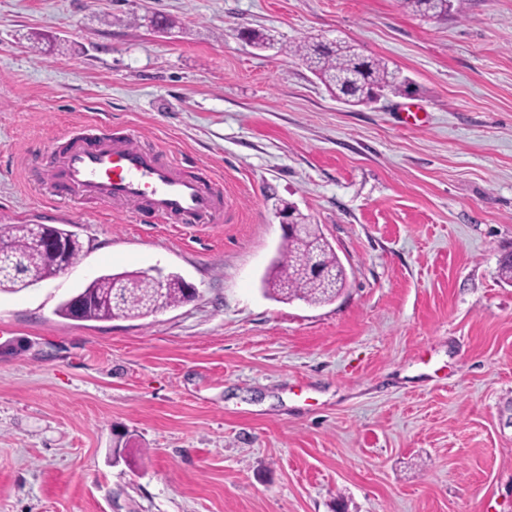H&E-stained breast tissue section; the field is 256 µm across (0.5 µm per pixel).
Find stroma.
Wrapping results in <instances>:
<instances>
[{"instance_id": "1", "label": "stroma", "mask_w": 512, "mask_h": 512, "mask_svg": "<svg viewBox=\"0 0 512 512\" xmlns=\"http://www.w3.org/2000/svg\"><path fill=\"white\" fill-rule=\"evenodd\" d=\"M310 35L409 92L338 102L284 50ZM84 125L211 173L223 223L51 199ZM284 201L346 269L332 301L262 289ZM39 223L84 254L0 292V512H512V0H0V225ZM152 266L194 298L58 315ZM402 6L410 13L423 19L441 20L454 8L463 13L465 0H400Z\"/></svg>"}]
</instances>
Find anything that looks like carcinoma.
<instances>
[{
  "label": "carcinoma",
  "mask_w": 512,
  "mask_h": 512,
  "mask_svg": "<svg viewBox=\"0 0 512 512\" xmlns=\"http://www.w3.org/2000/svg\"><path fill=\"white\" fill-rule=\"evenodd\" d=\"M400 2L408 12L428 20H441L453 9L462 13L465 4V0ZM288 51L304 61L336 98L352 106L371 100L377 90L407 89L400 72L385 60L366 57L340 39L308 36ZM53 233L65 234L67 230L46 224L0 225V237L6 239L0 251V291L19 292L27 279L39 283L58 275L59 269L49 257L48 238ZM263 283L266 294L272 297L320 304L330 301L334 289L345 287V269L329 241L311 224L305 235L283 239L279 257L269 267ZM81 295L82 304L77 306L68 299L59 305L57 313L80 321L139 318L189 298L180 275L148 278L138 271L100 275L82 289Z\"/></svg>",
  "instance_id": "carcinoma-1"
}]
</instances>
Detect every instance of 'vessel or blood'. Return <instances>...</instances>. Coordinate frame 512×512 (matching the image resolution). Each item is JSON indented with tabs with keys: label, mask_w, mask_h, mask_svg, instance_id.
<instances>
[{
	"label": "vessel or blood",
	"mask_w": 512,
	"mask_h": 512,
	"mask_svg": "<svg viewBox=\"0 0 512 512\" xmlns=\"http://www.w3.org/2000/svg\"><path fill=\"white\" fill-rule=\"evenodd\" d=\"M51 168L59 194L131 202L162 222L214 224L228 205L207 175L187 171L172 155L136 145L123 131H71L66 150Z\"/></svg>",
	"instance_id": "vessel-or-blood-1"
}]
</instances>
